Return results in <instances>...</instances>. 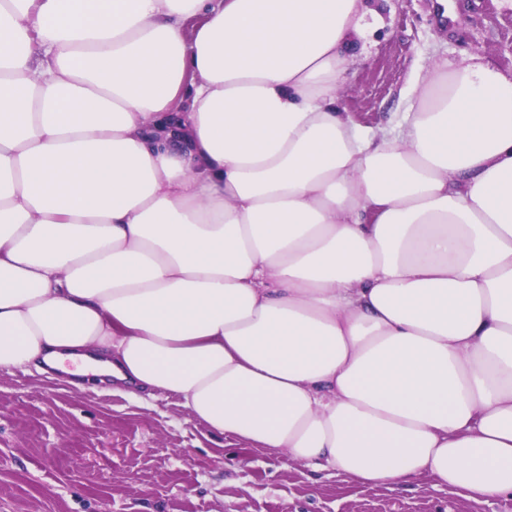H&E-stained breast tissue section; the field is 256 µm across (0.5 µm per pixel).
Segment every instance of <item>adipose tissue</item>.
Here are the masks:
<instances>
[{"label":"adipose tissue","instance_id":"ef3b65f1","mask_svg":"<svg viewBox=\"0 0 512 512\" xmlns=\"http://www.w3.org/2000/svg\"><path fill=\"white\" fill-rule=\"evenodd\" d=\"M364 16L0 0V371L170 393L365 485L512 496V75L437 59L376 136L336 109Z\"/></svg>","mask_w":512,"mask_h":512}]
</instances>
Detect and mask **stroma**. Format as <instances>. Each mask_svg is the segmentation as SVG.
Returning <instances> with one entry per match:
<instances>
[{"instance_id": "stroma-1", "label": "stroma", "mask_w": 512, "mask_h": 512, "mask_svg": "<svg viewBox=\"0 0 512 512\" xmlns=\"http://www.w3.org/2000/svg\"><path fill=\"white\" fill-rule=\"evenodd\" d=\"M337 106L375 134L398 124L404 89L439 57L512 74L502 0H368ZM0 512H512L422 475L393 487L349 481L213 435L176 396L136 401L64 375L0 372Z\"/></svg>"}]
</instances>
